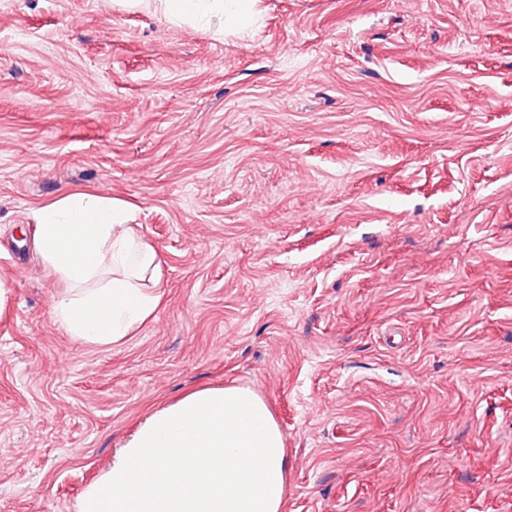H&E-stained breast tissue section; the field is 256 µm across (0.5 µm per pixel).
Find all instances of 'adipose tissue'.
<instances>
[{
    "mask_svg": "<svg viewBox=\"0 0 512 512\" xmlns=\"http://www.w3.org/2000/svg\"><path fill=\"white\" fill-rule=\"evenodd\" d=\"M256 0H153L173 23L223 17L247 28ZM36 247L63 284L51 314L73 341L108 347L154 319L164 296L156 249L112 197L73 192L38 211ZM280 428L242 386L203 388L155 410L83 491L78 512H282Z\"/></svg>",
    "mask_w": 512,
    "mask_h": 512,
    "instance_id": "ef3b65f1",
    "label": "adipose tissue"
}]
</instances>
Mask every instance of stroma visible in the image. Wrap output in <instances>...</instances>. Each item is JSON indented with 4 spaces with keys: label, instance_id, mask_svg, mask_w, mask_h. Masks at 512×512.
Wrapping results in <instances>:
<instances>
[{
    "label": "stroma",
    "instance_id": "35a3bbf8",
    "mask_svg": "<svg viewBox=\"0 0 512 512\" xmlns=\"http://www.w3.org/2000/svg\"><path fill=\"white\" fill-rule=\"evenodd\" d=\"M245 33L0 0V512H77L154 409L245 386L282 512H512V0H260ZM128 203L165 296L83 345L35 246Z\"/></svg>",
    "mask_w": 512,
    "mask_h": 512
}]
</instances>
